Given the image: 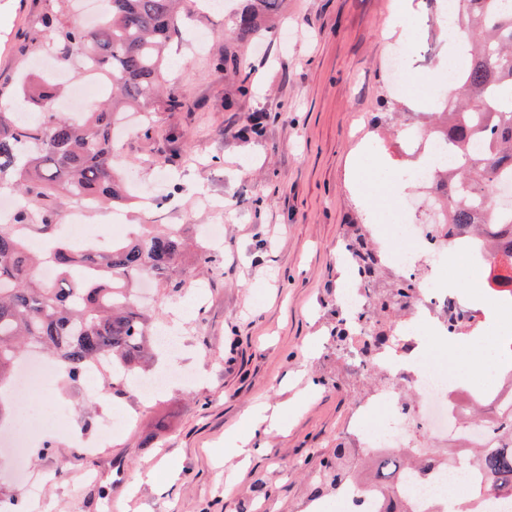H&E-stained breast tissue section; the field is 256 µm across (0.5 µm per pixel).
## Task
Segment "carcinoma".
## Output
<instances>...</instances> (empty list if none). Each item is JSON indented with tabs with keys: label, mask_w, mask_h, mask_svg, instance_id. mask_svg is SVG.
<instances>
[{
	"label": "carcinoma",
	"mask_w": 512,
	"mask_h": 512,
	"mask_svg": "<svg viewBox=\"0 0 512 512\" xmlns=\"http://www.w3.org/2000/svg\"><path fill=\"white\" fill-rule=\"evenodd\" d=\"M102 2V16L92 26L64 21L53 9L43 15L41 32L59 62L76 61L80 72L103 80L111 88V101L78 115L59 112L54 102L61 86L29 73L12 94L20 111L0 110V187L21 200L15 223L0 224V389L8 386L23 355L35 350L54 357L74 383L103 360L136 371L146 361L152 336L150 317L131 301L129 287L143 274L171 290L193 277L185 262L188 242L168 224H154L106 251L89 243L69 244L54 233L51 201L59 196L92 206L131 201L112 165V129L125 109L157 95L165 53L180 33L182 0ZM229 2L236 19L232 40L238 45L256 38L282 5V0ZM453 33L465 39L470 66L456 77L451 104H437L431 127L452 132L460 160L451 174L446 167L438 170L431 190L440 208L453 209L455 232L470 238L483 226L492 232L497 224L512 225V210L480 220L469 202L495 190L498 171L512 167V9L502 0H463ZM216 67L237 77L239 91L247 93L249 77L236 52L225 53ZM474 99L484 102L482 111H473ZM474 139L484 145L477 156L467 149ZM33 234L46 241L38 253L29 246ZM344 250L374 286L371 311L396 309L414 296L410 280L388 286L386 258L368 244L361 225H354ZM44 264L57 268L56 282L35 275ZM367 320L363 315L340 318L333 333L336 348L351 345ZM472 425L489 428L490 437L503 447L444 453L423 448L409 461L397 448L375 476L395 479L403 469L426 473L446 453L450 461L460 456L465 464L478 463L485 475L479 491L512 490V412L500 409L485 421L477 416ZM352 460L351 449H336V459L323 461L324 478L317 485L326 482L339 491L354 481Z\"/></svg>",
	"instance_id": "carcinoma-1"
}]
</instances>
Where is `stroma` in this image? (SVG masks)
<instances>
[{"label": "stroma", "mask_w": 512, "mask_h": 512, "mask_svg": "<svg viewBox=\"0 0 512 512\" xmlns=\"http://www.w3.org/2000/svg\"><path fill=\"white\" fill-rule=\"evenodd\" d=\"M396 0H288L285 10L240 55L251 90L216 68L228 44V18L220 10L188 6L181 37L168 52L164 89L181 108L149 106L134 136L118 137L116 157L136 201L118 209L91 208L95 244L111 246L112 227L171 224L199 236L209 224L224 238L207 247L221 267L213 275L196 264L193 285L136 292L154 325L173 329L179 354L158 349L152 373L168 372L167 387L144 400L102 389L98 376L81 383L57 378L55 399L23 390L0 391L12 423L18 409L30 421L64 412L71 429L94 434L104 417L124 411L132 423L95 455L63 435L31 457L47 477L31 512H301L320 501L337 512L336 492L315 488L313 474L333 455L353 406L372 384L344 369L331 338L336 299L346 285L341 246L352 225L399 219L414 190L395 194L375 187L372 201L357 194L355 151L363 167L377 157L392 169L404 160L390 128L377 115L411 117L414 101H435L442 87L421 77L444 50L431 0H419L418 26L408 44L415 86L411 98L392 96L387 25ZM50 0H0V86L19 72L51 76V51L34 52ZM260 135L244 136L258 115ZM283 407L277 424L263 423L260 443L246 465H224V438L257 407ZM155 467L154 480L140 478Z\"/></svg>", "instance_id": "obj_1"}]
</instances>
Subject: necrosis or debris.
Wrapping results in <instances>:
<instances>
[{
	"mask_svg": "<svg viewBox=\"0 0 512 512\" xmlns=\"http://www.w3.org/2000/svg\"><path fill=\"white\" fill-rule=\"evenodd\" d=\"M401 149L415 161L404 176L413 182L421 197L430 192L435 168L419 164V157L444 153L452 164L459 157L452 135L433 134L425 125L403 135ZM390 234L412 244L411 249L396 256L395 266L400 276L415 281L417 292L406 307L409 315L406 324L392 329L396 337L394 346L376 348V331L370 328L343 358L347 368L356 374L378 370L385 377L384 384L367 401L353 408L344 439L350 447L366 455L381 454L392 448L411 450L418 446L414 429L419 426L439 441L461 435L469 447H479L483 433L465 427L463 416L473 401L495 404L512 397V376L501 373L498 362L499 356L512 355V340L499 343L497 359L486 364V371L497 373L498 379L491 388L482 390L468 383L471 371L467 365L451 370L426 364L423 336L429 333L454 341L481 332L483 312L442 288L443 280L469 277L472 266H480L487 273V295L499 300L512 297V274L504 272L502 255L482 242L471 249L470 264H449V255L458 248V236L453 232L443 233L437 224L403 221L394 225ZM376 408L385 411L387 424L370 432L365 428V420ZM0 445L4 446L13 470L21 476L19 497L39 495L43 476L29 466L26 436L12 433L0 438ZM476 475V469L471 466L444 463L424 475L409 474L399 487L349 484L339 499L344 512H507L512 507V497L498 495L481 502L471 499Z\"/></svg>",
	"mask_w": 512,
	"mask_h": 512,
	"instance_id": "1",
	"label": "necrosis or debris"
}]
</instances>
